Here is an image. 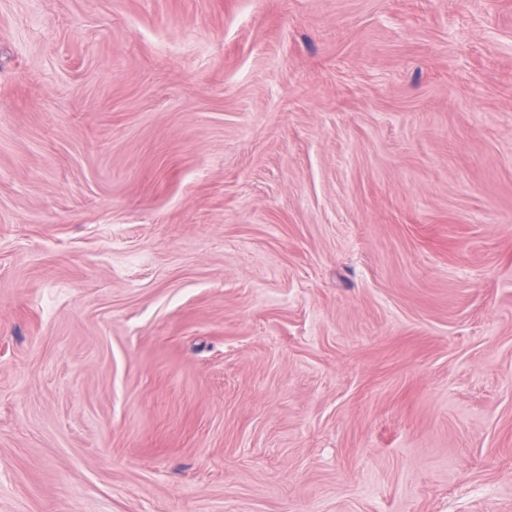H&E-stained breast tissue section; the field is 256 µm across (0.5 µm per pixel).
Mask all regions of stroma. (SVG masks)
<instances>
[{"label":"stroma","instance_id":"35a3bbf8","mask_svg":"<svg viewBox=\"0 0 512 512\" xmlns=\"http://www.w3.org/2000/svg\"><path fill=\"white\" fill-rule=\"evenodd\" d=\"M0 512H512V0H0Z\"/></svg>","mask_w":512,"mask_h":512}]
</instances>
